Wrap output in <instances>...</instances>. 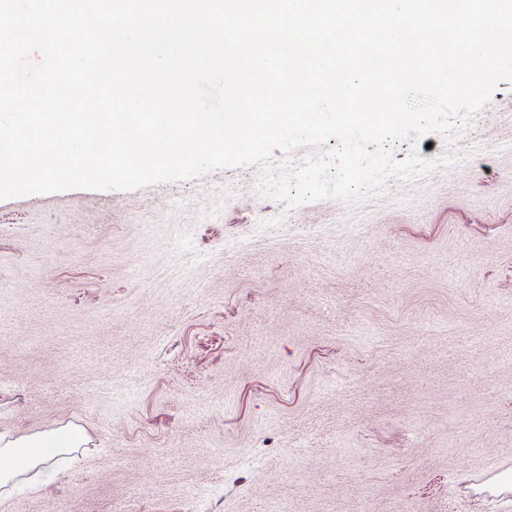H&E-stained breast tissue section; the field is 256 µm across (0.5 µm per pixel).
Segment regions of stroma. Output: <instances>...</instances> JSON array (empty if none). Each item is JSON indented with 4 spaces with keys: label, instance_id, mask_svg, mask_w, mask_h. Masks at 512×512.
<instances>
[{
    "label": "stroma",
    "instance_id": "35a3bbf8",
    "mask_svg": "<svg viewBox=\"0 0 512 512\" xmlns=\"http://www.w3.org/2000/svg\"><path fill=\"white\" fill-rule=\"evenodd\" d=\"M431 170L295 207L264 164L0 200V512H512V80ZM84 443L81 431L61 428L48 436L30 434L19 436L0 435V487L16 486L19 477H25L21 485L30 491L40 488L39 469L55 454L72 452ZM45 448H53L47 452ZM2 461L6 464L2 465Z\"/></svg>",
    "mask_w": 512,
    "mask_h": 512
}]
</instances>
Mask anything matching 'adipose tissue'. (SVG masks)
I'll list each match as a JSON object with an SVG mask.
<instances>
[{"instance_id":"adipose-tissue-1","label":"adipose tissue","mask_w":512,"mask_h":512,"mask_svg":"<svg viewBox=\"0 0 512 512\" xmlns=\"http://www.w3.org/2000/svg\"><path fill=\"white\" fill-rule=\"evenodd\" d=\"M83 443L82 432L67 427L47 436L1 434L0 487L21 484L29 490H38L40 469L51 460L53 454L73 451Z\"/></svg>"}]
</instances>
